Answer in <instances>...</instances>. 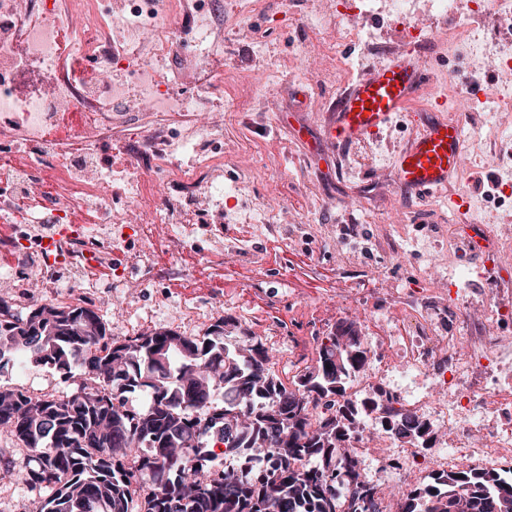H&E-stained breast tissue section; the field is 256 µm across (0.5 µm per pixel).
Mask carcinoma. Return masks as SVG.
<instances>
[{"mask_svg":"<svg viewBox=\"0 0 512 512\" xmlns=\"http://www.w3.org/2000/svg\"><path fill=\"white\" fill-rule=\"evenodd\" d=\"M229 320L201 336L164 330L122 342L91 306L0 299V370L31 362L68 382L71 394L36 395L0 385V428L32 453L23 481L43 492L38 512H380L382 488L365 479L352 453L351 407L313 422L306 399L344 397L365 369L355 323L322 343L313 365L283 386L269 348ZM224 392L219 401L216 393ZM145 394L141 409L128 395ZM385 433L426 444L429 424L393 416ZM269 472L215 463V446ZM396 512H512V468L434 472L399 496Z\"/></svg>","mask_w":512,"mask_h":512,"instance_id":"cac0c4a2","label":"carcinoma"}]
</instances>
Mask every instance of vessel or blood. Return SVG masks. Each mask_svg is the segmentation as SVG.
<instances>
[{
    "mask_svg": "<svg viewBox=\"0 0 512 512\" xmlns=\"http://www.w3.org/2000/svg\"><path fill=\"white\" fill-rule=\"evenodd\" d=\"M431 81L423 59L409 51L368 67L338 93L322 139L324 151H339L391 128ZM462 142L458 122L432 118L393 156L398 190L425 196L446 188L463 167Z\"/></svg>",
    "mask_w": 512,
    "mask_h": 512,
    "instance_id": "1",
    "label": "vessel or blood"
}]
</instances>
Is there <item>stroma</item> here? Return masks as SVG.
<instances>
[{
	"label": "stroma",
	"instance_id": "1",
	"mask_svg": "<svg viewBox=\"0 0 512 512\" xmlns=\"http://www.w3.org/2000/svg\"><path fill=\"white\" fill-rule=\"evenodd\" d=\"M264 2L263 12L246 17L241 0H224V30L216 34L217 46L202 69H183L174 62L169 68L178 87L193 90L205 84L211 90L208 119L216 135L208 151L223 155L225 181L245 183L252 200L268 210L272 223L311 224L313 237L291 250L275 246L272 236L252 227L246 238L254 260L208 259L211 245L201 240L176 255L177 272L165 287H137L139 274L133 268L128 271V287H113L108 279L93 282V289L110 302L109 309L102 312L104 319H119L127 335L164 329V322L149 323L145 317L173 302L197 308L198 329L203 332L218 312L243 326H261L271 310L287 312L306 295L323 297L326 330L332 333L347 317L328 299L336 286V259L352 250L350 242L336 234L337 226L362 225L364 235L372 237L376 246V262L385 263L387 274L404 288L417 284L427 263L409 247L404 259H391L396 243L408 246L415 240L429 241L447 256L449 264H456L447 239L436 235L437 229L459 221L450 202L452 195L468 194L473 217L481 223L500 229L512 227V208H483L485 195L476 187L491 175L503 183L512 181L510 111L499 112L494 139L465 136V166L446 191L429 199L396 189L390 167L395 150L432 119L435 100L447 96L449 73L459 71L477 79L482 94L512 90L511 73L485 67L477 57L460 53L445 42L421 45L435 79L411 106L401 126L343 155L325 156L319 151L321 134L337 91L315 89V76L306 65L292 64L291 48L298 41L316 39L308 21L326 12L334 0H302L294 20L288 23L281 20L287 11L286 0ZM387 2L372 0L371 12L359 20L362 27L377 31L376 46L368 49L340 38L333 41L335 49L351 59L354 74L405 48L381 23ZM233 72L254 74L260 81L243 87L230 105L219 91ZM152 127V118L142 112L132 113L129 121L114 122L112 139L125 145L124 153L112 157L114 168H125L126 156L133 154ZM492 153L504 155L502 165L488 167L487 157ZM55 294V289L42 287L24 271H13L10 254L0 251V298L15 304L25 299L44 304L52 302ZM1 454L10 458L11 465L0 467V512H29L38 493L22 480L27 451L2 431Z\"/></svg>",
	"mask_w": 512,
	"mask_h": 512
}]
</instances>
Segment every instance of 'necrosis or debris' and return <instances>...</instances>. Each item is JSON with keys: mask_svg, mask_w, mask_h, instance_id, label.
<instances>
[{"mask_svg": "<svg viewBox=\"0 0 512 512\" xmlns=\"http://www.w3.org/2000/svg\"><path fill=\"white\" fill-rule=\"evenodd\" d=\"M111 0H0V223L10 217L15 195L37 178L58 181L61 192L76 191L95 201L96 223L85 225L80 239H62L58 259H47L39 239L16 228L8 246L18 268L57 285L61 272L80 273L100 256L115 251L127 235L121 206L151 213L152 221L167 227L174 249L194 243L209 218L200 200L204 196L241 198V205L225 216L229 224L269 225L265 208L247 202L244 183H224L223 157L211 155L185 166L186 152L178 132L157 127L144 139L134 157L133 177L115 176L111 151L99 142L112 128L116 112H147L153 116L199 115L205 96L199 90L174 86L164 67L180 41L195 48L194 65H202L211 51L214 32L224 26L223 0H122L113 14ZM369 0H336L331 15L314 20L319 31L346 21V40L369 43L372 33L357 25ZM512 15V0H428L439 16L461 18L445 40L462 42L469 36L468 20L483 15L488 6ZM295 58L326 64L324 77L345 81L351 65L325 41L297 42ZM82 114L76 134L80 150L49 146L46 136L61 113ZM161 170L179 182L181 193L170 196L165 186L145 179L147 170ZM483 263L477 284L492 303L479 313L469 307V271L448 275L447 288L436 287L423 275L412 291L392 288L384 271L360 270L349 275V262L336 279V301L363 314L377 351L373 364L347 390L353 404L376 398L383 415L409 413L427 416L442 439L430 455L419 448L381 440L370 448V425L356 418L349 441L364 457L379 462L389 481L418 479L427 470L448 468L474 459L512 460V339L495 333L512 320V292L499 263L500 248L492 226L480 228ZM312 301L300 302L292 312L293 326L271 319L270 329L288 347V363L278 372L291 386L294 371L317 358L324 323ZM396 320V332L387 331L382 315ZM467 344L466 358L455 357L458 344Z\"/></svg>", "mask_w": 512, "mask_h": 512, "instance_id": "obj_1", "label": "necrosis or debris"}]
</instances>
